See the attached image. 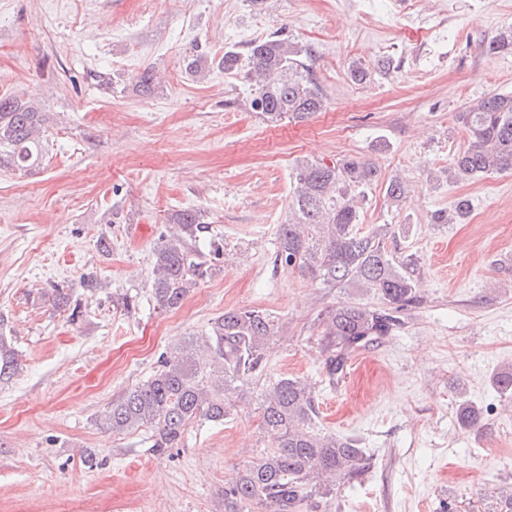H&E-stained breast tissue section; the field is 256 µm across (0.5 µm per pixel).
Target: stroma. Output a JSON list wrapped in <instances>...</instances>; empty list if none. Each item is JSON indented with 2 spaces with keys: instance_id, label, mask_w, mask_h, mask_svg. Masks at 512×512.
Wrapping results in <instances>:
<instances>
[{
  "instance_id": "1",
  "label": "stroma",
  "mask_w": 512,
  "mask_h": 512,
  "mask_svg": "<svg viewBox=\"0 0 512 512\" xmlns=\"http://www.w3.org/2000/svg\"><path fill=\"white\" fill-rule=\"evenodd\" d=\"M410 15L424 28H407ZM508 29L512 0H0V96L36 98L49 117L41 165L0 170V333L21 361L0 384V512H224L225 487L268 446L250 398L162 455L150 430L115 435L99 416L160 356L243 307L279 325L265 377L311 383L318 425L370 458L304 512H499L489 491L512 486V394L495 383L512 368V172L439 173L468 138L455 113L512 93V53L487 50ZM273 35L313 51L326 107L307 121L264 122L245 71L217 66L226 49ZM194 55L210 65L204 78L185 71ZM381 58L390 69L374 73ZM355 63L372 77L353 81ZM147 68L150 97L135 89ZM350 155L379 169L361 224L401 226L390 246L414 255L422 287L332 381L322 317L384 301L274 259L297 162ZM395 176L411 189L398 206L384 192ZM460 197L472 203L465 223H432ZM185 209L204 215L199 250L215 240L224 257L163 311L148 292L153 250ZM54 288L70 291L79 317L52 307ZM464 400L475 426L458 422ZM87 451L98 467H85Z\"/></svg>"
}]
</instances>
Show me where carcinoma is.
Returning <instances> with one entry per match:
<instances>
[{
  "label": "carcinoma",
  "mask_w": 512,
  "mask_h": 512,
  "mask_svg": "<svg viewBox=\"0 0 512 512\" xmlns=\"http://www.w3.org/2000/svg\"><path fill=\"white\" fill-rule=\"evenodd\" d=\"M310 59V50L286 38L249 43L247 78L255 87L252 109L272 124L301 122L322 111L326 97ZM240 61V52L230 49L218 67L233 74ZM135 86L142 95H152L153 71L140 73ZM46 120L36 100L0 97V169L21 172L39 162ZM456 120L469 131V139L448 176L469 180L512 170L511 94L475 99L456 113ZM378 176L376 165L358 156L332 165L297 163L293 217L279 227L275 261L328 287L376 291L389 305L416 301V259L387 248V241L395 238V225L373 224L365 230L359 224L362 199L353 190L377 182ZM385 195L400 204L407 198V188L394 177L385 184ZM470 210L469 199L461 197L451 209L434 211L432 221L456 224ZM170 220L179 225L180 235L164 238L154 248L149 288L161 310L180 307L200 279L217 274L223 253V247L214 248L209 262L197 253L198 234L205 229L201 211L181 210ZM324 321L320 346L332 381L343 374L354 353L378 342L394 325L388 312L362 303L331 309ZM276 332L273 316L263 310H224L200 335L162 358L150 377L113 401L100 417V426L118 435L148 428L154 451L163 454L179 447L194 423L224 421L233 395H254L270 447L244 465L235 485L224 489V507L229 512H299L309 499L333 497L341 484L366 471L367 455L355 440L319 430L315 391L306 381L282 376L257 388L265 345ZM20 366L18 352L0 334V382L11 380Z\"/></svg>",
  "instance_id": "obj_1"
}]
</instances>
